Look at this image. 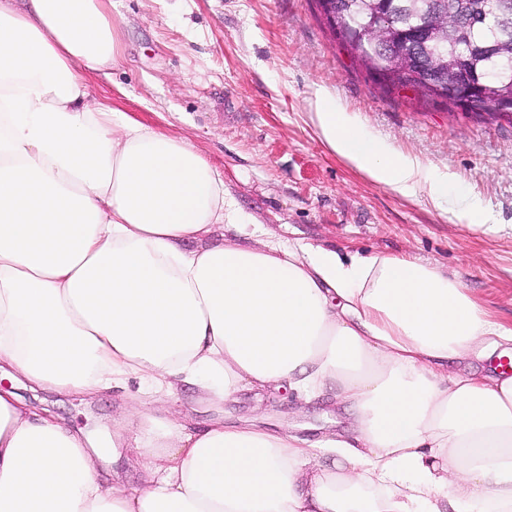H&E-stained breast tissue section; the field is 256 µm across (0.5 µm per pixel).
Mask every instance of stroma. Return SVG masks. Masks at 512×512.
I'll list each match as a JSON object with an SVG mask.
<instances>
[{
	"label": "stroma",
	"mask_w": 512,
	"mask_h": 512,
	"mask_svg": "<svg viewBox=\"0 0 512 512\" xmlns=\"http://www.w3.org/2000/svg\"><path fill=\"white\" fill-rule=\"evenodd\" d=\"M127 65L92 78L93 94L126 115L190 142L224 176L251 223L292 245L406 255L458 278L499 322L512 325V123L453 116L382 92L332 41L312 0H112ZM339 111L398 154L448 173L442 203L375 183L321 139L312 103ZM472 208V221L458 211ZM136 381L90 397L20 388L89 435L110 431ZM201 424L230 411L316 440L342 410L285 389L241 391L222 408L174 396Z\"/></svg>",
	"instance_id": "35a3bbf8"
}]
</instances>
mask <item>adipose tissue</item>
<instances>
[{
    "mask_svg": "<svg viewBox=\"0 0 512 512\" xmlns=\"http://www.w3.org/2000/svg\"><path fill=\"white\" fill-rule=\"evenodd\" d=\"M112 0H0V375L93 394L139 381L112 431L141 484L103 479L100 444L0 387V512H512V376L466 369L512 343L463 284L408 256H348L246 231L187 141L115 111L90 79L125 63ZM331 150L433 201L447 173L315 102ZM193 387L331 396L349 428L296 433L156 416Z\"/></svg>",
    "mask_w": 512,
    "mask_h": 512,
    "instance_id": "1",
    "label": "adipose tissue"
}]
</instances>
